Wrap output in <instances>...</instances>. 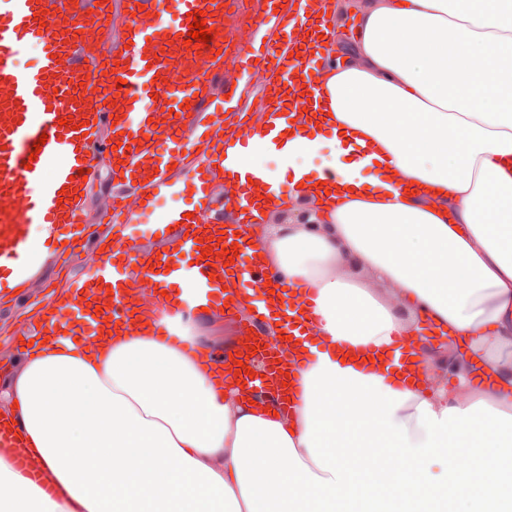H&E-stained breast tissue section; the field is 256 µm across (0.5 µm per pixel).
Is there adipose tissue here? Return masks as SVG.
<instances>
[{
	"instance_id": "obj_1",
	"label": "adipose tissue",
	"mask_w": 512,
	"mask_h": 512,
	"mask_svg": "<svg viewBox=\"0 0 512 512\" xmlns=\"http://www.w3.org/2000/svg\"><path fill=\"white\" fill-rule=\"evenodd\" d=\"M323 66L321 117L287 129L309 224H262L267 265L306 285L291 415L199 358L200 318L95 343L45 332L5 370L0 411L57 494L0 456V512H512V0H355ZM460 366L424 370L426 326ZM381 363L365 362L369 352Z\"/></svg>"
}]
</instances>
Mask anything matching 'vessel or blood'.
<instances>
[{"label": "vessel or blood", "instance_id": "obj_1", "mask_svg": "<svg viewBox=\"0 0 512 512\" xmlns=\"http://www.w3.org/2000/svg\"><path fill=\"white\" fill-rule=\"evenodd\" d=\"M237 0H0V289L32 288L45 255L93 251L68 279L66 303L48 297L44 330L80 329L101 337L120 328L140 331L157 318L143 288L186 286L195 307L234 314L236 288L251 283L265 307L280 304L273 277L246 234L258 212L283 204L280 181L250 162L260 147H277L296 109L316 111L322 93L312 77L313 55L332 42V0H253L247 28L227 44L223 26ZM206 13L208 45L188 43L192 11ZM293 26H285V18ZM321 31L314 39L313 31ZM37 47V63L13 59ZM255 69L256 86L234 67ZM259 97L267 120L252 135L248 112ZM41 152H34V143ZM106 168L112 191L87 212L81 173ZM194 184L193 201L163 209L162 198ZM118 237L99 234L101 223ZM145 224L168 243L142 260L127 227ZM40 238H32L31 225ZM216 241L203 255L200 240ZM237 249L228 258L227 249ZM163 273H156L157 264ZM246 390L270 392L277 411H292L296 389L285 372L266 378L236 375ZM14 425L0 421V451L29 478L41 473L22 454Z\"/></svg>", "mask_w": 512, "mask_h": 512}]
</instances>
